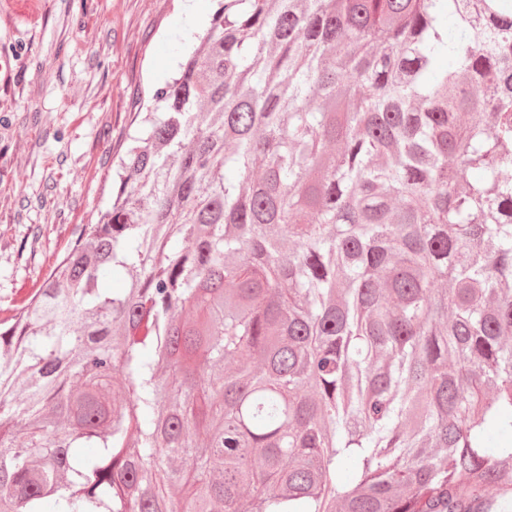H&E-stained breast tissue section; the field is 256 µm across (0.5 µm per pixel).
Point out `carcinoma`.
I'll return each mask as SVG.
<instances>
[{
  "label": "carcinoma",
  "mask_w": 512,
  "mask_h": 512,
  "mask_svg": "<svg viewBox=\"0 0 512 512\" xmlns=\"http://www.w3.org/2000/svg\"><path fill=\"white\" fill-rule=\"evenodd\" d=\"M195 39L0 307V512L512 501V0H217Z\"/></svg>",
  "instance_id": "obj_1"
}]
</instances>
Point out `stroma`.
I'll use <instances>...</instances> for the list:
<instances>
[{
  "label": "stroma",
  "instance_id": "obj_1",
  "mask_svg": "<svg viewBox=\"0 0 512 512\" xmlns=\"http://www.w3.org/2000/svg\"><path fill=\"white\" fill-rule=\"evenodd\" d=\"M214 0H0V304L40 288L112 195L137 97Z\"/></svg>",
  "mask_w": 512,
  "mask_h": 512
}]
</instances>
